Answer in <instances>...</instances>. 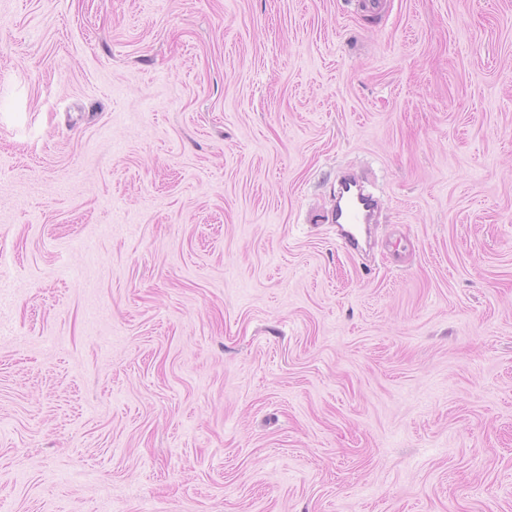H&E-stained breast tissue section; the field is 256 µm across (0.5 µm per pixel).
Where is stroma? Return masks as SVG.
I'll list each match as a JSON object with an SVG mask.
<instances>
[{
	"instance_id": "stroma-1",
	"label": "stroma",
	"mask_w": 512,
	"mask_h": 512,
	"mask_svg": "<svg viewBox=\"0 0 512 512\" xmlns=\"http://www.w3.org/2000/svg\"><path fill=\"white\" fill-rule=\"evenodd\" d=\"M0 283V512H512V0H0ZM373 213V199L363 193L356 177L349 178L342 186L332 215V221L338 224L341 241L347 250L360 247L362 236L358 234L361 230L368 237Z\"/></svg>"
}]
</instances>
